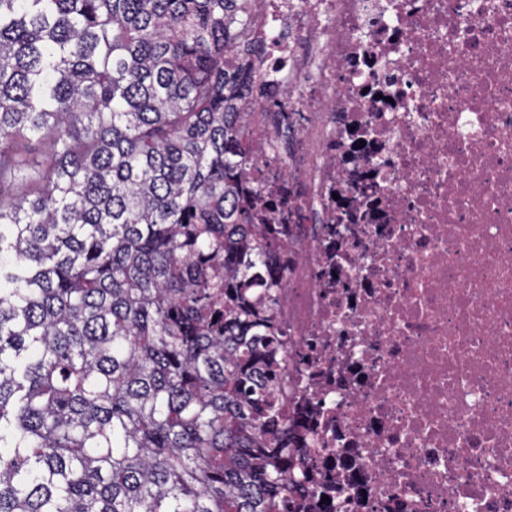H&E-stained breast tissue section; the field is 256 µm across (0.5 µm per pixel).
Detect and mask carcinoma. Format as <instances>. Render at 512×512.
I'll list each match as a JSON object with an SVG mask.
<instances>
[{
  "instance_id": "cac0c4a2",
  "label": "carcinoma",
  "mask_w": 512,
  "mask_h": 512,
  "mask_svg": "<svg viewBox=\"0 0 512 512\" xmlns=\"http://www.w3.org/2000/svg\"><path fill=\"white\" fill-rule=\"evenodd\" d=\"M250 6L0 0V190L31 171L0 198V512H282L314 491L250 303L276 283L239 242Z\"/></svg>"
}]
</instances>
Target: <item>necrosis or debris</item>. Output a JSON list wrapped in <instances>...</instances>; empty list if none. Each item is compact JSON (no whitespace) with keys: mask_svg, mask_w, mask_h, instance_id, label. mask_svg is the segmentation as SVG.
Instances as JSON below:
<instances>
[{"mask_svg":"<svg viewBox=\"0 0 512 512\" xmlns=\"http://www.w3.org/2000/svg\"><path fill=\"white\" fill-rule=\"evenodd\" d=\"M243 111L300 512H512V0H254Z\"/></svg>","mask_w":512,"mask_h":512,"instance_id":"4bbe7bcc","label":"necrosis or debris"}]
</instances>
